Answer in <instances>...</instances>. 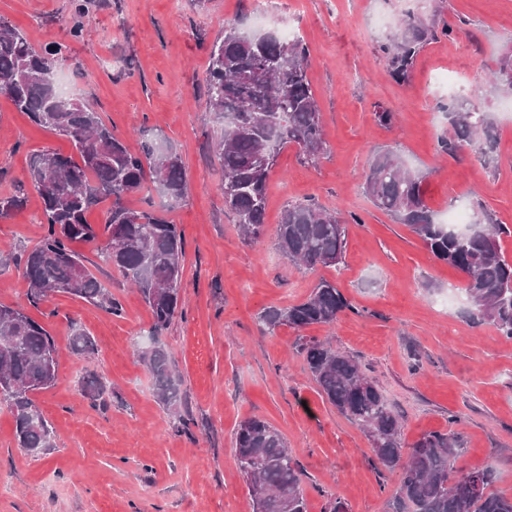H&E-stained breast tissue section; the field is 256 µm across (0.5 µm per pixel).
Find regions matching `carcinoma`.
I'll list each match as a JSON object with an SVG mask.
<instances>
[{
	"mask_svg": "<svg viewBox=\"0 0 512 512\" xmlns=\"http://www.w3.org/2000/svg\"><path fill=\"white\" fill-rule=\"evenodd\" d=\"M432 36L419 18L406 17L403 33L382 46L395 80L406 79ZM57 55L56 50L35 49L24 32L0 18V96L33 124L67 138L76 152L72 157L45 150L30 161L28 181L42 202L44 232L24 254L28 301L35 306L63 293L117 313L112 295L73 249L77 242H98L99 258L137 288L158 333L178 312L184 238L177 225L151 211L127 208L123 200L150 181L170 203L180 202L187 194L182 157L164 163L171 147L158 141L145 142L138 154L130 152L91 105L61 96L45 78ZM307 57L308 48L299 37H263L234 26L210 46L206 109L224 119L223 133L213 144L223 172L224 205L249 238L263 233L267 185L279 152L295 144L303 158L313 160L327 149ZM261 69L264 78H250ZM448 112L452 134L441 141L444 151L455 154L467 147L483 156L491 152L495 137L486 114L467 106L463 98L454 100ZM365 192L378 209L409 226L437 259L464 274L472 317L512 339V260L499 241L505 229L479 221L462 235L437 223L419 176L389 152L373 158ZM106 200L112 206L103 227L88 223V210ZM24 202L21 187L0 196V217ZM346 234L339 214L303 201L283 211L277 245L299 269L335 267L343 262ZM349 309L336 283L322 278L305 301L269 309L260 320L273 334L281 326L330 325ZM3 340L0 405L12 413L18 446L38 457L53 447V428L32 395L56 382V345L48 329L23 309L0 304ZM70 346L84 354L94 350L95 342L75 328ZM301 352L326 401L365 433L384 468L399 469V488L388 500L390 512H512V497L493 489L492 463L467 472L456 466L462 454L457 436L432 431L404 448L399 415L355 359L315 338ZM139 360L154 380L157 401L177 411L181 397L167 352L153 346L140 352ZM234 453L254 512H307L301 467L275 427L257 417L243 421Z\"/></svg>",
	"mask_w": 512,
	"mask_h": 512,
	"instance_id": "cac0c4a2",
	"label": "carcinoma"
}]
</instances>
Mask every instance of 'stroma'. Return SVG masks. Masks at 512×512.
Listing matches in <instances>:
<instances>
[{"label": "stroma", "mask_w": 512, "mask_h": 512, "mask_svg": "<svg viewBox=\"0 0 512 512\" xmlns=\"http://www.w3.org/2000/svg\"><path fill=\"white\" fill-rule=\"evenodd\" d=\"M73 0H0V17L23 28L36 49L61 46L56 73L100 112L131 151L161 137L181 155L188 192L176 206L153 188L125 204L175 224L185 240L181 314L162 332L180 378L187 426L158 403L136 351L149 345V308L97 246L77 244L86 266L119 302V315L68 294L30 306L21 255L43 233L42 204L0 218V303L24 308L55 339L57 380L34 400L55 446L34 457L18 448L13 417L0 405V512H253L233 441L250 417L288 440L304 471L308 512L341 499L346 512H386L399 473L381 467L365 434L320 394L304 357L309 338L332 339L376 381L413 444L430 431L457 434L469 471L495 462V488L512 496V339L469 319L464 276L438 260L408 226L377 209L364 191L384 150L423 175L435 216L462 203L510 226L512 257V92L489 79L512 49V0H87L85 35L71 33ZM434 31L406 81L391 74L380 42L406 12ZM268 31L294 27L309 50L310 78L327 151L315 162L281 150L270 175L264 232L244 238L224 206L213 152L221 124L206 110L209 48L227 25ZM471 94L494 121L490 157L451 156L456 91ZM390 110L391 125L375 113ZM69 155L64 137L37 128L0 98V195L26 181L33 153ZM314 200L348 219L343 264L300 270L277 247L288 203ZM351 303L326 326L268 333V308L306 300L319 279ZM96 343L71 353L73 327ZM102 399L81 391L87 373Z\"/></svg>", "instance_id": "stroma-1"}]
</instances>
